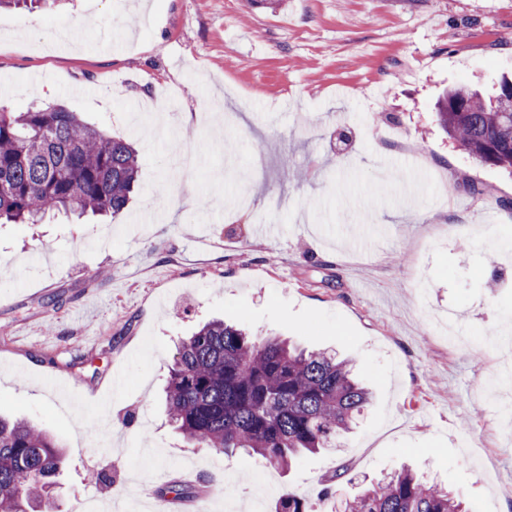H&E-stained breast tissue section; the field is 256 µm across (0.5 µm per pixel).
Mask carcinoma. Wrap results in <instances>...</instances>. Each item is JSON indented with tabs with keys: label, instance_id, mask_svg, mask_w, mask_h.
<instances>
[{
	"label": "carcinoma",
	"instance_id": "carcinoma-1",
	"mask_svg": "<svg viewBox=\"0 0 512 512\" xmlns=\"http://www.w3.org/2000/svg\"><path fill=\"white\" fill-rule=\"evenodd\" d=\"M448 136L480 162L512 172V94L487 103L458 87L438 102ZM139 157L123 137L62 106L0 107V224H41L50 215L115 218L127 208ZM170 421L186 443L226 456L248 452L287 469L336 447L370 403L351 365L276 336L256 340L220 319L182 339L165 383ZM49 432L0 416V512L41 502L63 464ZM275 512H310L291 490ZM341 512H469L448 490L402 469L342 503Z\"/></svg>",
	"mask_w": 512,
	"mask_h": 512
}]
</instances>
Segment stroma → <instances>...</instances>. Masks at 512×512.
Masks as SVG:
<instances>
[{"label":"stroma","mask_w":512,"mask_h":512,"mask_svg":"<svg viewBox=\"0 0 512 512\" xmlns=\"http://www.w3.org/2000/svg\"><path fill=\"white\" fill-rule=\"evenodd\" d=\"M505 74L512 0L1 9L0 105H63L131 137L140 160L116 219L0 226V412L67 453L41 512L123 497L146 468L150 498L177 481L187 504L238 510L261 478L267 504L289 488L317 510L330 476L348 499L404 465L478 512H512V442L482 392L512 326V251L498 247L512 178L449 142L435 109ZM259 223L275 237L255 238ZM450 313L473 343L441 335ZM214 317L352 360L371 404L335 449L285 470L187 447L163 386L179 340Z\"/></svg>","instance_id":"35a3bbf8"}]
</instances>
